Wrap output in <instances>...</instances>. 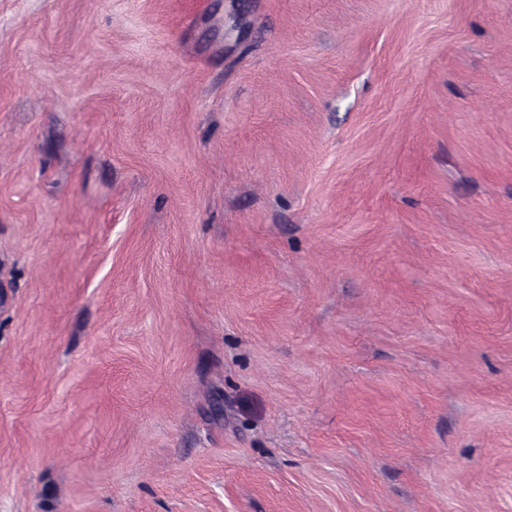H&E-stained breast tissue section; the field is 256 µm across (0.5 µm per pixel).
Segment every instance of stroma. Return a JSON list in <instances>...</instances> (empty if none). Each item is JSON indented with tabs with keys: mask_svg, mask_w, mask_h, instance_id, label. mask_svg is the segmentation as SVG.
<instances>
[{
	"mask_svg": "<svg viewBox=\"0 0 512 512\" xmlns=\"http://www.w3.org/2000/svg\"><path fill=\"white\" fill-rule=\"evenodd\" d=\"M0 512H512V0H0Z\"/></svg>",
	"mask_w": 512,
	"mask_h": 512,
	"instance_id": "1",
	"label": "stroma"
}]
</instances>
